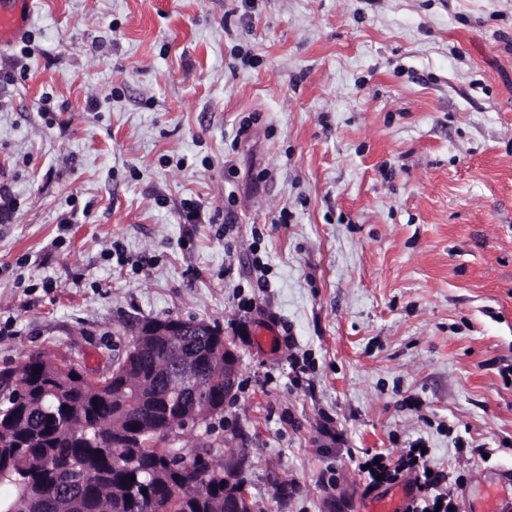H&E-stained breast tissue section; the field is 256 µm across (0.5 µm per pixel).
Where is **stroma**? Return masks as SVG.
<instances>
[{
    "instance_id": "obj_1",
    "label": "stroma",
    "mask_w": 512,
    "mask_h": 512,
    "mask_svg": "<svg viewBox=\"0 0 512 512\" xmlns=\"http://www.w3.org/2000/svg\"><path fill=\"white\" fill-rule=\"evenodd\" d=\"M0 185V370L218 325L190 439L247 449L255 512H362L355 457L418 440L458 512L512 469V0H36Z\"/></svg>"
}]
</instances>
